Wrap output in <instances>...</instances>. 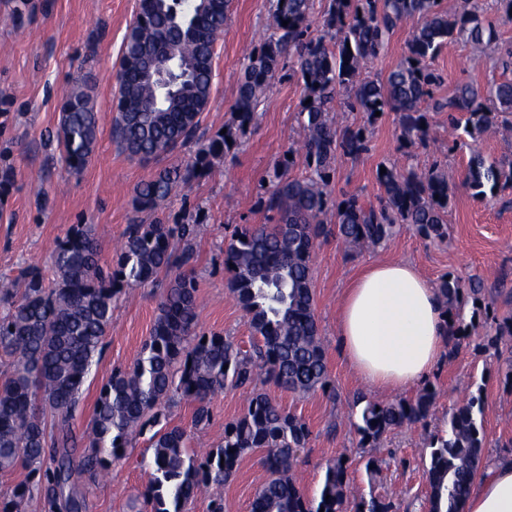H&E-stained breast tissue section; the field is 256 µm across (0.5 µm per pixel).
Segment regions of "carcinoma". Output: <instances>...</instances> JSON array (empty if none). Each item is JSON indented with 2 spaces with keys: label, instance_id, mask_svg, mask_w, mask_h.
Listing matches in <instances>:
<instances>
[{
  "label": "carcinoma",
  "instance_id": "cac0c4a2",
  "mask_svg": "<svg viewBox=\"0 0 512 512\" xmlns=\"http://www.w3.org/2000/svg\"><path fill=\"white\" fill-rule=\"evenodd\" d=\"M229 0H138L120 63L113 137L122 152L143 162L172 155L191 140L199 116L209 107L215 43L224 33ZM311 0H275L271 31L247 56L226 127L203 147L191 165L171 164L135 189L134 212H155L177 189L188 186L236 143L237 133L255 116L281 61L294 53L304 81L301 150L308 173L290 175L295 159L274 164V184L262 205L274 224H243L224 251L226 288L248 317L252 339L243 346L231 336L195 330L198 289L182 271L194 259L195 224L128 225L112 266L100 262L93 224H75L59 240L51 263L55 278L38 269L22 272L16 284H0V358L9 373L0 383V475L23 471L0 512H23L34 500L40 512H86L89 487L112 462L126 455L132 436L150 434L153 473L134 497L133 512H184L212 489L210 512H225L221 490L239 461L264 451L269 473L252 502V512H341L348 497L347 465L327 464L319 500L307 497L294 469L297 451L311 431L299 416L256 390L263 378L296 394L334 393L314 313L312 258L317 241L332 235L355 249L384 245L400 224L424 238L448 236L453 184L435 163L402 172L392 165L378 175L384 195L377 202L357 196L332 205L326 186L339 154L356 158L368 150L366 125H342L330 116L361 112L367 125L375 112H395L406 142H424L427 113H448V125L474 137L500 125L512 131V79L484 86L459 81L445 98L434 96L442 78L429 67L450 41L466 42L481 56L497 39L484 0H460L453 14L442 0H331L323 26L330 40L311 35ZM421 24L409 34L408 55L382 78L362 75L361 62L378 54L390 34L409 17ZM288 25H282V22ZM170 53L180 80L163 88L145 73L160 54ZM98 115L85 88L65 95L57 139L64 160L80 172L94 152ZM464 183L476 197L512 187V160L471 157ZM169 276L150 336L133 364L112 371L94 402L89 430L77 436L72 420L103 338L112 323V305L133 287ZM438 288L452 316L451 342L469 336L463 310L490 314L485 287L476 279L464 287L455 277ZM249 392L244 413L224 424V443L202 456L189 452L187 431L170 423L176 401L197 404L198 430L211 419L208 399L226 388ZM435 390L413 398L379 402L364 395L354 427L365 444L425 420ZM477 390L448 418V429L427 438L428 512H462L485 448ZM357 512H392L384 499L360 498Z\"/></svg>",
  "mask_w": 512,
  "mask_h": 512
}]
</instances>
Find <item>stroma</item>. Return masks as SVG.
Segmentation results:
<instances>
[{"mask_svg":"<svg viewBox=\"0 0 512 512\" xmlns=\"http://www.w3.org/2000/svg\"><path fill=\"white\" fill-rule=\"evenodd\" d=\"M272 5L273 0H231L229 19L215 47L210 106L200 118L195 140L178 151L176 162H193L201 145L232 121L231 105L246 56L268 35ZM136 11L137 0H0V172H12L9 186L0 188V283L15 280L30 267L53 279L52 250L74 224L95 225L101 261L111 264L133 216L134 190L157 170L156 165L127 158L112 139L119 60ZM418 24L411 18L396 28L385 47L367 61L366 72L381 78L395 67ZM469 52L464 42L455 41L430 60L431 69L442 77L436 97L447 96L460 80L483 85L497 77L494 57L473 60ZM85 84L92 88L99 136L89 163L72 174L62 162L57 130L64 92ZM302 100L300 73L284 65L253 122L226 157L170 196L156 214L142 216L147 223L157 217L168 224L194 222L202 229L194 244L193 266L198 330L231 336L244 345L250 341L247 318L225 286L224 250L238 225L275 221V213L261 205L268 192L264 181L272 162L297 149L304 136ZM447 139V113L433 112L426 144L406 147L396 114L388 112L371 127L365 153L337 157L335 176L326 188L333 201L347 194L377 200L383 193L376 178L380 165L424 169L440 163L455 184L448 238L432 243L404 225L374 251H357L333 237L319 241L312 264L315 315L335 392L302 396L271 384L262 387L311 431L296 467L308 497H317L327 462L341 456L348 460L352 492L342 512H354L360 494L368 492L390 501L394 512H426L424 441L462 405L478 381L484 384L483 461L512 456V385L505 382L493 354L483 348L494 320L512 318V187L478 199L463 184L473 152L489 160L512 156V138L493 125L478 138L463 137L450 153L439 149ZM395 259L411 261L433 282L448 274L483 279L495 318L477 316L469 338L454 353L444 354L429 376L437 395L426 421L364 446L353 427L352 400L360 393L376 401L383 395L369 391L343 357L336 336L337 309L348 280L361 265ZM160 294L159 285L139 286L114 303L104 352L92 366L73 420L76 433L87 429L97 393L113 368L133 362L152 329ZM246 405L245 393L227 388L210 398L212 421L204 432L193 431L194 406L185 401L172 406L171 422L190 430L192 448H214L224 439L225 423L240 416ZM127 454L110 476L98 478L91 487L87 512H130L132 495L144 490L150 479L147 437L135 438ZM370 455L380 464L373 476L364 467ZM262 457L259 451L246 456L225 484L226 512H250L256 489L268 477Z\"/></svg>","mask_w":512,"mask_h":512,"instance_id":"obj_1","label":"stroma"}]
</instances>
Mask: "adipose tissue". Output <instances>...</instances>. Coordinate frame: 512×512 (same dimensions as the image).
Here are the masks:
<instances>
[{"mask_svg": "<svg viewBox=\"0 0 512 512\" xmlns=\"http://www.w3.org/2000/svg\"><path fill=\"white\" fill-rule=\"evenodd\" d=\"M452 325L437 286L410 262L364 265L342 298L336 334L344 357L371 388L397 392L436 369ZM463 512H512V457L479 477Z\"/></svg>", "mask_w": 512, "mask_h": 512, "instance_id": "1", "label": "adipose tissue"}]
</instances>
